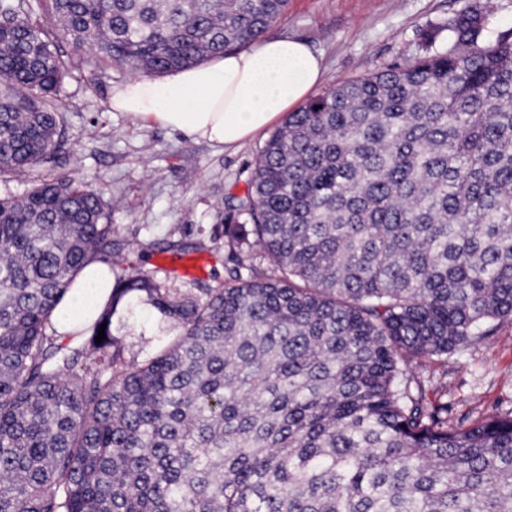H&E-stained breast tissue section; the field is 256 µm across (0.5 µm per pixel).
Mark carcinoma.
<instances>
[{
  "instance_id": "obj_1",
  "label": "carcinoma",
  "mask_w": 512,
  "mask_h": 512,
  "mask_svg": "<svg viewBox=\"0 0 512 512\" xmlns=\"http://www.w3.org/2000/svg\"><path fill=\"white\" fill-rule=\"evenodd\" d=\"M287 8L0 0V184L28 183L0 195V512H512V411L450 424L413 371L512 320V29L470 6L288 113L210 227L220 287H171L58 172L74 71L194 66ZM191 233L161 250L208 251ZM92 260L109 299L61 334ZM143 298L164 326L139 362L112 319Z\"/></svg>"
}]
</instances>
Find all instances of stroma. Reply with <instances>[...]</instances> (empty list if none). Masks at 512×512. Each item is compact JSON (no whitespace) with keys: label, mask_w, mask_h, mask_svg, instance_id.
<instances>
[{"label":"stroma","mask_w":512,"mask_h":512,"mask_svg":"<svg viewBox=\"0 0 512 512\" xmlns=\"http://www.w3.org/2000/svg\"><path fill=\"white\" fill-rule=\"evenodd\" d=\"M476 5L495 28H512V0H290L267 31L306 41L323 57L321 95L336 84L420 53L423 34ZM129 71L74 73L62 92L69 142L62 170L108 201L117 233L137 249L179 227L211 226L228 197L245 196L267 140L259 134L232 148L195 141L113 111L114 85ZM113 332L127 355L145 357L159 333L153 310L118 313ZM426 387H447L448 418L473 420L512 410V322L451 356L416 368Z\"/></svg>","instance_id":"1"}]
</instances>
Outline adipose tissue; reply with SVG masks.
<instances>
[{
	"instance_id": "obj_1",
	"label": "adipose tissue",
	"mask_w": 512,
	"mask_h": 512,
	"mask_svg": "<svg viewBox=\"0 0 512 512\" xmlns=\"http://www.w3.org/2000/svg\"><path fill=\"white\" fill-rule=\"evenodd\" d=\"M322 63L303 41L280 37L157 81L132 77L112 89V108L195 140L242 143L302 103Z\"/></svg>"
}]
</instances>
